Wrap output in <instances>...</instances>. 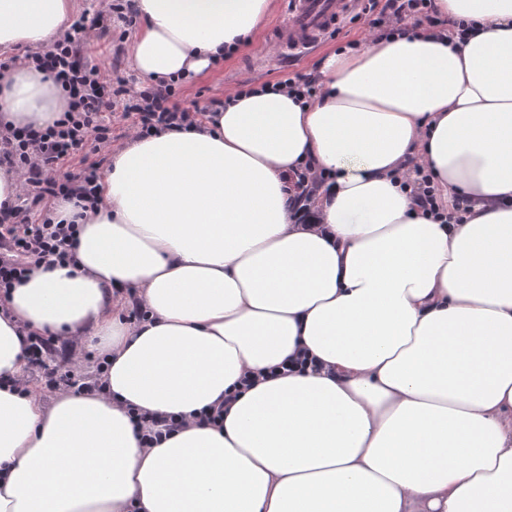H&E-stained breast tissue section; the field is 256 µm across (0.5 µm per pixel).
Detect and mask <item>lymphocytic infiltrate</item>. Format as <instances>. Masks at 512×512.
<instances>
[{"mask_svg": "<svg viewBox=\"0 0 512 512\" xmlns=\"http://www.w3.org/2000/svg\"><path fill=\"white\" fill-rule=\"evenodd\" d=\"M123 9L121 0H114L94 17H79L49 48L27 57L35 69L46 72L67 90L70 102L63 119L52 127L19 130L0 142V166L23 173V194L27 199L26 205L0 218L1 295L8 293L33 267L74 262L79 227L52 223L48 203L61 196H73L79 202L97 205V180L105 161L101 151L112 140V124L106 120V112L121 107L124 114L135 116L145 134L160 129H185L196 121V110L182 106L173 85L152 84L134 90L98 67L81 64L89 31L109 34L112 15L122 14ZM358 17L368 22L373 33L438 32L443 26L434 0H366ZM86 149L91 151L92 161L79 173L62 174L65 162ZM402 186L409 189L424 215L443 224L463 223L470 208L464 197L445 204L432 174L418 164L412 165ZM34 208L41 213L36 223L30 220ZM27 350L29 366L38 373L47 391L71 388V374L59 372L51 364L54 337L31 335Z\"/></svg>", "mask_w": 512, "mask_h": 512, "instance_id": "lymphocytic-infiltrate-1", "label": "lymphocytic infiltrate"}]
</instances>
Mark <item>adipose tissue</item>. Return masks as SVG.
Masks as SVG:
<instances>
[{"mask_svg": "<svg viewBox=\"0 0 512 512\" xmlns=\"http://www.w3.org/2000/svg\"><path fill=\"white\" fill-rule=\"evenodd\" d=\"M272 3L134 0L130 65L190 82ZM435 3L465 42L367 38L306 103L229 91L189 128L131 134L97 209L52 210L81 225L75 264L0 301V512H512V0ZM73 10L0 0V51L46 48ZM67 108L33 66L0 70V133ZM413 158L471 199L464 223L414 205ZM32 333L98 340L104 390H16ZM301 353L322 371L281 373ZM138 414L182 423L148 448ZM289 182L294 190L291 200L295 206H298L296 213L306 209V202L309 201L313 186L318 184L317 177L313 175L308 169L300 172H295Z\"/></svg>", "mask_w": 512, "mask_h": 512, "instance_id": "obj_1", "label": "adipose tissue"}]
</instances>
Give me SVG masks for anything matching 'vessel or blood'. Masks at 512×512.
<instances>
[{
  "instance_id": "vessel-or-blood-1",
  "label": "vessel or blood",
  "mask_w": 512,
  "mask_h": 512,
  "mask_svg": "<svg viewBox=\"0 0 512 512\" xmlns=\"http://www.w3.org/2000/svg\"><path fill=\"white\" fill-rule=\"evenodd\" d=\"M360 0H289V20L274 33L280 54L287 59L310 55L336 31L344 17L357 11Z\"/></svg>"
}]
</instances>
